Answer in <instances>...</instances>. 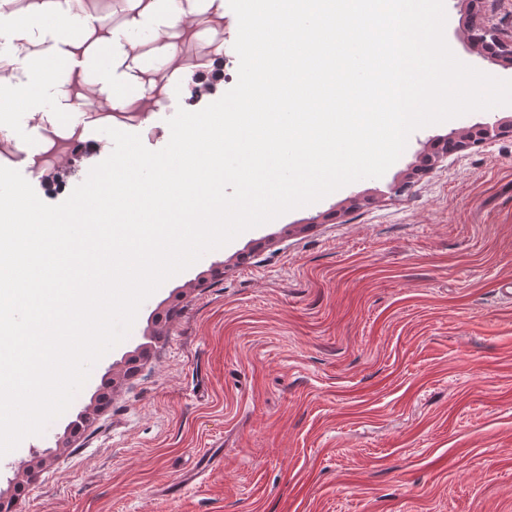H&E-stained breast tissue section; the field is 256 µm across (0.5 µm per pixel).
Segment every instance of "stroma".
Wrapping results in <instances>:
<instances>
[{
  "label": "stroma",
  "instance_id": "35a3bbf8",
  "mask_svg": "<svg viewBox=\"0 0 512 512\" xmlns=\"http://www.w3.org/2000/svg\"><path fill=\"white\" fill-rule=\"evenodd\" d=\"M469 3L445 0L449 47L512 79L461 38ZM88 8L66 32L67 0L34 28V0H0L7 89L28 88L36 61L107 62L60 69L47 106L0 115L12 142L0 166L52 205L103 160L92 148L102 128L162 149L177 108H204L238 77L228 0H194L187 26L158 0ZM510 119L505 105L418 129L383 177L248 230L167 280L79 399L19 446L33 472L0 461V488H14L20 512H512V302L499 292L512 280V137L409 173L425 143ZM73 137L87 153L55 165ZM141 345L136 371L113 377ZM102 394L107 406L66 436ZM207 450L221 463L164 496Z\"/></svg>",
  "mask_w": 512,
  "mask_h": 512
}]
</instances>
